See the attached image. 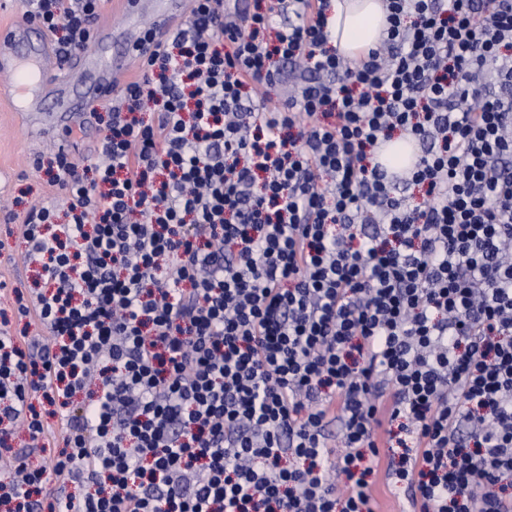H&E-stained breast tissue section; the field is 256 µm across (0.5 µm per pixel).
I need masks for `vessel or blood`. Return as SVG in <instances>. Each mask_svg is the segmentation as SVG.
I'll use <instances>...</instances> for the list:
<instances>
[{"label": "vessel or blood", "instance_id": "vessel-or-blood-1", "mask_svg": "<svg viewBox=\"0 0 512 512\" xmlns=\"http://www.w3.org/2000/svg\"><path fill=\"white\" fill-rule=\"evenodd\" d=\"M120 4L128 20L125 28L116 30L111 24H102L90 45L67 56L47 51L34 23L0 28V73L8 75L14 90L27 97V111H42L44 102H51L62 123L69 113L100 101L111 93L116 76L126 73L142 50L136 19L149 16L157 36H166L181 23L188 0H120ZM111 38L125 41L126 52H105L103 45Z\"/></svg>", "mask_w": 512, "mask_h": 512}]
</instances>
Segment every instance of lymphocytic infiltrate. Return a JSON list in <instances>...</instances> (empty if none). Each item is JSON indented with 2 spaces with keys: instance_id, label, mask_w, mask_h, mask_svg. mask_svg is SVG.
I'll use <instances>...</instances> for the list:
<instances>
[{
  "instance_id": "obj_1",
  "label": "lymphocytic infiltrate",
  "mask_w": 512,
  "mask_h": 512,
  "mask_svg": "<svg viewBox=\"0 0 512 512\" xmlns=\"http://www.w3.org/2000/svg\"><path fill=\"white\" fill-rule=\"evenodd\" d=\"M384 4L357 63L330 0L145 31L98 156L48 169L66 211L25 220L14 315L49 338L0 331V512H376L381 475L415 512H512V0ZM101 6L22 3L63 54ZM278 61L308 76L273 107ZM394 132L423 146L401 175ZM55 422L30 466L13 430ZM411 143L412 141L403 135L392 137L383 143L379 154L377 153L376 161L386 166L388 170L407 167L408 156L411 153ZM62 431L57 422L52 423L51 432L44 440L46 445L45 450L42 448H30V440L28 435L20 429L15 431V434L10 441L15 450H21L27 457V460L34 466H42L47 469L52 467L53 448L56 442L61 440Z\"/></svg>"
}]
</instances>
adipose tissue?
Wrapping results in <instances>:
<instances>
[{
    "instance_id": "obj_1",
    "label": "adipose tissue",
    "mask_w": 512,
    "mask_h": 512,
    "mask_svg": "<svg viewBox=\"0 0 512 512\" xmlns=\"http://www.w3.org/2000/svg\"><path fill=\"white\" fill-rule=\"evenodd\" d=\"M330 29L341 55L353 61L362 59L386 29L382 0H332Z\"/></svg>"
}]
</instances>
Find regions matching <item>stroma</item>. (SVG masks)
I'll list each match as a JSON object with an SVG mask.
<instances>
[{
	"instance_id": "stroma-1",
	"label": "stroma",
	"mask_w": 512,
	"mask_h": 512,
	"mask_svg": "<svg viewBox=\"0 0 512 512\" xmlns=\"http://www.w3.org/2000/svg\"><path fill=\"white\" fill-rule=\"evenodd\" d=\"M104 136L94 112H82L71 131L60 126H28L9 102H0V314H12L14 289H29L32 273L20 259L26 244L22 224L31 204L64 207L59 187L50 185L44 169L54 159L59 142L71 143L70 155L78 161L94 158Z\"/></svg>"
}]
</instances>
